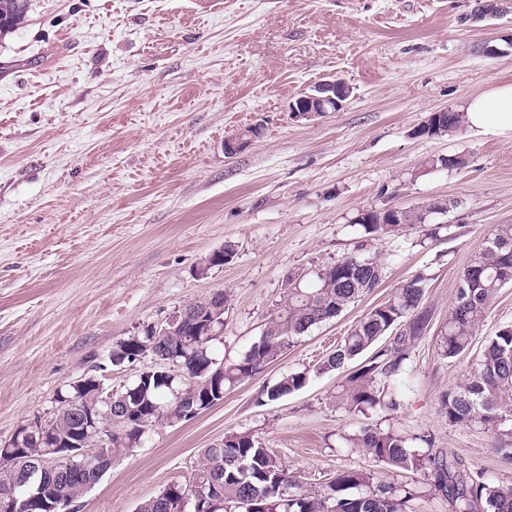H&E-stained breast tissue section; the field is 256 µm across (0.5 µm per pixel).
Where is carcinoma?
<instances>
[{"mask_svg": "<svg viewBox=\"0 0 512 512\" xmlns=\"http://www.w3.org/2000/svg\"><path fill=\"white\" fill-rule=\"evenodd\" d=\"M29 0H0V37H5L24 22ZM387 213L378 211L363 217L362 226L371 233L397 232L423 223L422 214L407 210L400 223L382 224ZM383 267L374 258L347 256L315 273L306 286L288 289L287 298L269 321L267 334L260 336L239 359L216 361L215 336L206 335L213 317H222L230 307L229 298L219 304L192 305V314L176 330L161 335L153 326L138 335L116 342L109 361L119 367L135 362L140 346L156 342L166 359L178 353L180 375L144 374L124 390V413L144 418L140 426H125L112 434L111 441L97 446L110 460L138 447L144 434L156 423L182 421L183 407L176 403L175 392L187 388L195 392L192 406L206 410L218 399L217 392L254 378L276 361L311 327L340 314L362 294L376 287ZM466 289H456L455 304L448 316L443 336V356L452 359L466 353L476 329L499 291L512 285V224H499L475 261L459 278ZM423 277L408 281L385 302L368 311L348 333L343 342L319 367L327 372L340 368L373 347L381 337L399 325L410 323V331L401 334L394 346L376 353L371 364L350 375L342 385L341 397L351 412L366 413L377 407L399 409L405 399L403 390L389 391L385 383L398 375L408 358L412 342L420 335L425 317L418 314L423 301ZM224 367V376L215 380L212 373ZM307 374L292 373L263 387L261 396L278 401L307 384ZM72 397L96 412L98 427L108 424L107 411L97 388L89 382L68 384L56 400ZM441 411L451 425L493 427L512 417V326L489 337L483 345L468 379L442 396ZM77 423L65 415H52L47 436H70ZM350 447L392 469L421 472L434 491L448 499L450 512H512V486L493 485L482 474L470 469L460 458L450 459L432 447L411 448L404 436L393 430L365 427L347 438ZM71 473L63 478L46 477V491L62 501L79 500L86 487L96 483L106 467L92 469L83 457L71 459ZM40 475L0 467V485H15L21 494L15 499L0 498V512H55L31 498ZM190 494L192 512H205L207 498L214 492L223 497L221 512H405L406 503L416 491L406 486L373 482L371 474L345 469L316 491L304 488L262 442L250 433L224 435L220 448L204 450V462L194 471L192 481L163 489L157 496L141 502L137 512H183V491Z\"/></svg>", "mask_w": 512, "mask_h": 512, "instance_id": "carcinoma-1", "label": "carcinoma"}]
</instances>
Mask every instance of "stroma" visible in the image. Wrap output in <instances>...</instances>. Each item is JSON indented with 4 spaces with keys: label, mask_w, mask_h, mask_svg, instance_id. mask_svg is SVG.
Returning <instances> with one entry per match:
<instances>
[{
    "label": "stroma",
    "mask_w": 512,
    "mask_h": 512,
    "mask_svg": "<svg viewBox=\"0 0 512 512\" xmlns=\"http://www.w3.org/2000/svg\"><path fill=\"white\" fill-rule=\"evenodd\" d=\"M331 79L351 89L342 108L293 119L290 103ZM506 83L512 0H30L0 39V442L50 416L91 366L124 391L151 360L109 367L115 343L215 292L231 299L215 356L242 357L291 282L356 254L383 264L377 287L220 404L149 430L80 512H135L230 432L253 434L308 488L348 468L412 487L406 512L450 510L421 474L374 462L346 436L391 428L512 485L498 452L512 425L452 426L440 411L485 340L512 326L511 285L470 352L442 354L460 274L496 225L512 224V134L417 133ZM257 123L261 135L225 155V137ZM451 154L463 165L441 167ZM389 207L427 217L378 236L357 221ZM227 244L232 258L208 266ZM418 274L429 323L398 377L407 399L349 412L341 386L370 353L318 368ZM300 371L305 387L260 402L264 385Z\"/></svg>",
    "instance_id": "1"
}]
</instances>
